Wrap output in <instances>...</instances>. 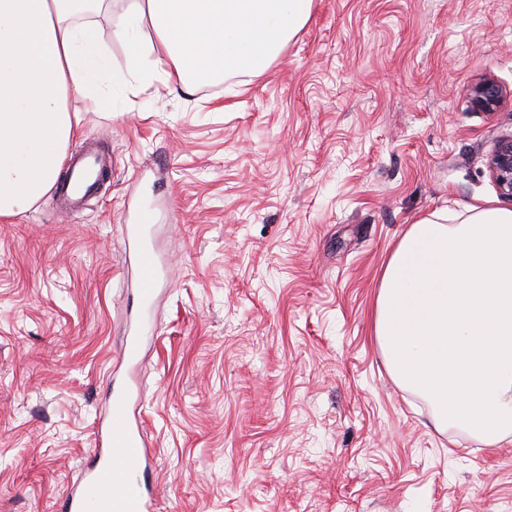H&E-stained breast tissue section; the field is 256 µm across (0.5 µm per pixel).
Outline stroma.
Returning <instances> with one entry per match:
<instances>
[{"label": "stroma", "mask_w": 512, "mask_h": 512, "mask_svg": "<svg viewBox=\"0 0 512 512\" xmlns=\"http://www.w3.org/2000/svg\"><path fill=\"white\" fill-rule=\"evenodd\" d=\"M111 50V106L69 102V152H112L104 190L0 217V512H59L91 460L145 206L170 267L132 375L158 512H512V442L436 430L373 332L408 224L512 209L486 165L512 132V0H313L266 72L191 95ZM486 77L491 114L467 95ZM469 96L475 108L483 112H493L500 107L505 93L497 81L486 77L470 88Z\"/></svg>", "instance_id": "obj_1"}]
</instances>
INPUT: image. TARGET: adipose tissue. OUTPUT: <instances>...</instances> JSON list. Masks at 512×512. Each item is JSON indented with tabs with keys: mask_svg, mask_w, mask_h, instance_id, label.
Listing matches in <instances>:
<instances>
[{
	"mask_svg": "<svg viewBox=\"0 0 512 512\" xmlns=\"http://www.w3.org/2000/svg\"><path fill=\"white\" fill-rule=\"evenodd\" d=\"M104 0H0V217L56 183L79 130L69 99L111 105V42L76 18ZM313 0H128L131 77L189 95L258 75L308 23ZM149 21L154 41L132 27ZM374 334L391 375L435 424L488 446L512 437V211L441 210L408 225L379 276Z\"/></svg>",
	"mask_w": 512,
	"mask_h": 512,
	"instance_id": "ef3b65f1",
	"label": "adipose tissue"
}]
</instances>
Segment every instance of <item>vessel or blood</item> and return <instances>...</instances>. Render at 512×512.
Returning a JSON list of instances; mask_svg holds the SVG:
<instances>
[{
	"label": "vessel or blood",
	"mask_w": 512,
	"mask_h": 512,
	"mask_svg": "<svg viewBox=\"0 0 512 512\" xmlns=\"http://www.w3.org/2000/svg\"><path fill=\"white\" fill-rule=\"evenodd\" d=\"M108 158L97 146L88 145L72 155L57 188L64 210L74 209L98 186L107 170ZM156 227L151 213H142L138 223L127 225V239L137 279V298L142 311H151L160 284L167 276L166 263L155 243ZM143 336L140 329H128L122 356L129 365L140 361ZM136 394L130 386L113 390L109 422L97 430L94 463L84 482L67 493L61 512H156L155 498L148 481L136 480L147 472L149 452L142 431L132 422Z\"/></svg>",
	"instance_id": "1"
}]
</instances>
